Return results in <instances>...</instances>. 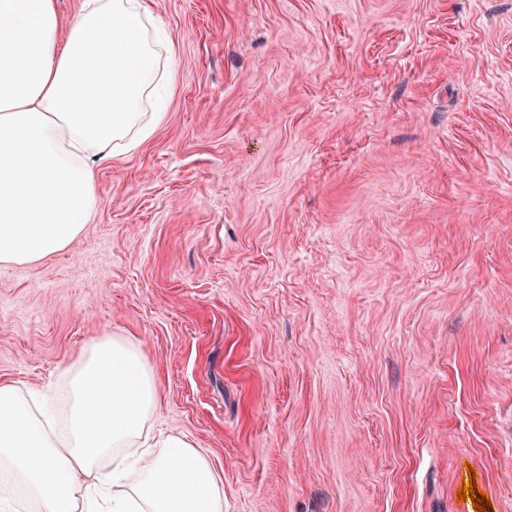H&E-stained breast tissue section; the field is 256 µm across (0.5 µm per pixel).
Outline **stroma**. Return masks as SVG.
<instances>
[{
	"mask_svg": "<svg viewBox=\"0 0 512 512\" xmlns=\"http://www.w3.org/2000/svg\"><path fill=\"white\" fill-rule=\"evenodd\" d=\"M163 124L0 264V378L139 345L224 512H512V0H149Z\"/></svg>",
	"mask_w": 512,
	"mask_h": 512,
	"instance_id": "stroma-1",
	"label": "stroma"
}]
</instances>
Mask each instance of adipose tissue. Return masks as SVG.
<instances>
[{
  "label": "adipose tissue",
  "instance_id": "obj_1",
  "mask_svg": "<svg viewBox=\"0 0 512 512\" xmlns=\"http://www.w3.org/2000/svg\"><path fill=\"white\" fill-rule=\"evenodd\" d=\"M174 45L146 0H0V264L63 250L93 217V166L166 118ZM59 421L0 381V470L35 512H224L206 449L151 436L158 381L141 348L106 332L66 370Z\"/></svg>",
  "mask_w": 512,
  "mask_h": 512
}]
</instances>
